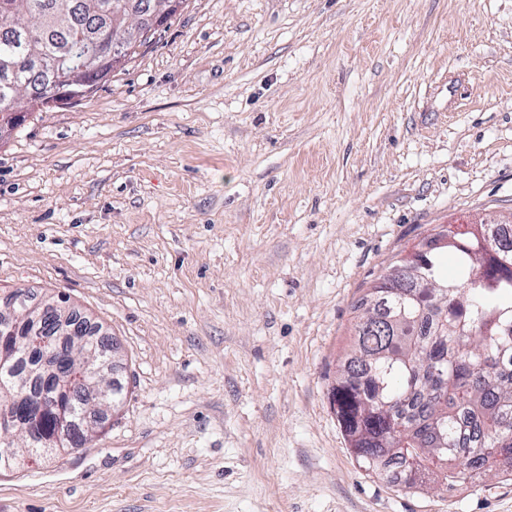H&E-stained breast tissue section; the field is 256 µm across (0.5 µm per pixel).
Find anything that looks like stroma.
<instances>
[{
  "label": "stroma",
  "mask_w": 512,
  "mask_h": 512,
  "mask_svg": "<svg viewBox=\"0 0 512 512\" xmlns=\"http://www.w3.org/2000/svg\"><path fill=\"white\" fill-rule=\"evenodd\" d=\"M512 214V0H186L91 97L0 142V289L67 298L127 398L0 512H512L401 489L330 400L377 278Z\"/></svg>",
  "instance_id": "35a3bbf8"
}]
</instances>
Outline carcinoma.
I'll use <instances>...</instances> for the list:
<instances>
[{"label": "carcinoma", "mask_w": 512, "mask_h": 512, "mask_svg": "<svg viewBox=\"0 0 512 512\" xmlns=\"http://www.w3.org/2000/svg\"><path fill=\"white\" fill-rule=\"evenodd\" d=\"M125 0H0V57L40 56L52 64L68 44L73 60L90 68L87 83L64 100L94 94L114 71L97 72L86 31L104 27L110 15L99 4L121 8ZM49 75L20 67L15 82L47 87ZM481 235H454L426 256L421 274L397 264L383 276L374 307L353 326L354 345L330 392L337 420L359 464L382 473L394 466L396 485H426L431 467L452 485L504 467L512 471V227L479 224ZM455 257L458 276L445 279L440 254ZM433 283L448 285L444 294ZM86 316L63 306L51 312L46 334L68 345L60 325ZM29 378L43 391L42 368L24 351L0 367V394L11 378ZM47 429L27 438L11 469L43 446Z\"/></svg>", "instance_id": "carcinoma-1"}]
</instances>
